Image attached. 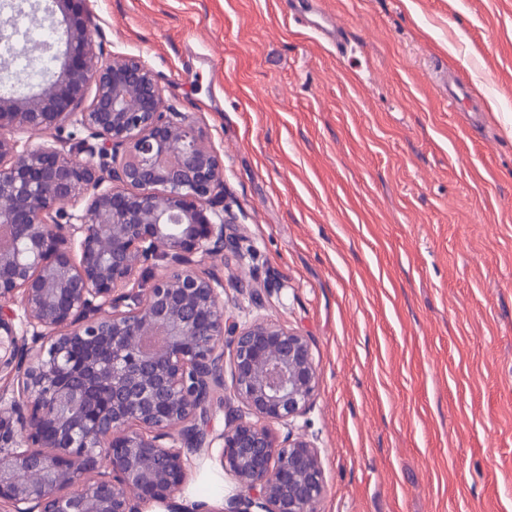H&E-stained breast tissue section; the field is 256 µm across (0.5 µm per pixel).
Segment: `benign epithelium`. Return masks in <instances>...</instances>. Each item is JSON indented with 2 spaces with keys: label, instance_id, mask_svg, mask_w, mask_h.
Returning a JSON list of instances; mask_svg holds the SVG:
<instances>
[{
  "label": "benign epithelium",
  "instance_id": "benign-epithelium-1",
  "mask_svg": "<svg viewBox=\"0 0 512 512\" xmlns=\"http://www.w3.org/2000/svg\"><path fill=\"white\" fill-rule=\"evenodd\" d=\"M74 2L53 0L51 80L0 96V130L85 133L74 146L0 134V512H184L191 456L214 447L237 493L193 512H316L320 450L291 431L318 387L310 344L226 315L224 284L198 269L235 248L223 165L163 112L139 59L102 60ZM226 336L240 407L214 435Z\"/></svg>",
  "mask_w": 512,
  "mask_h": 512
}]
</instances>
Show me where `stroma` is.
<instances>
[{
    "label": "stroma",
    "instance_id": "obj_1",
    "mask_svg": "<svg viewBox=\"0 0 512 512\" xmlns=\"http://www.w3.org/2000/svg\"><path fill=\"white\" fill-rule=\"evenodd\" d=\"M321 4L346 53L291 0H90L88 28L223 163L227 314L311 346L317 512H512V0ZM235 492L196 456L181 501ZM295 21L303 25L304 27H311L309 23L308 14L315 13L323 18L324 25L321 27L313 28L315 34L320 36L322 39L328 40L329 42L336 44V47L344 45V32L339 27L333 16L326 12L323 8L317 7V0H311L308 3V10L295 11ZM344 43V44H343Z\"/></svg>",
    "mask_w": 512,
    "mask_h": 512
}]
</instances>
